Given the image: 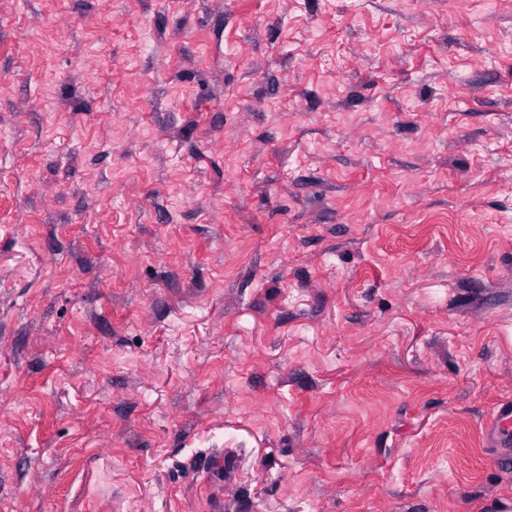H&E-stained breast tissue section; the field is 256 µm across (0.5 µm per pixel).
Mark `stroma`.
<instances>
[{"label": "stroma", "instance_id": "obj_1", "mask_svg": "<svg viewBox=\"0 0 512 512\" xmlns=\"http://www.w3.org/2000/svg\"><path fill=\"white\" fill-rule=\"evenodd\" d=\"M509 400L512 0H0V512H495ZM512 424V403L509 401L498 406L493 418L491 419L486 431L487 438L499 448H510V443L502 442L499 438L500 431L508 437L511 432L508 431L509 425ZM508 432V435L506 434Z\"/></svg>", "mask_w": 512, "mask_h": 512}]
</instances>
